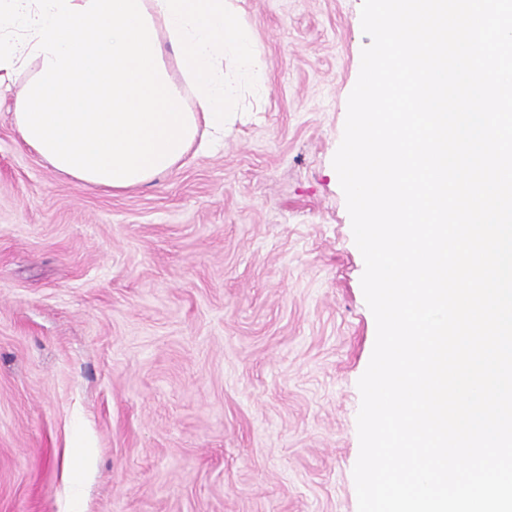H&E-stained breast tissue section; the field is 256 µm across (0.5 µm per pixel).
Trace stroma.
I'll list each match as a JSON object with an SVG mask.
<instances>
[{
	"label": "stroma",
	"instance_id": "obj_1",
	"mask_svg": "<svg viewBox=\"0 0 512 512\" xmlns=\"http://www.w3.org/2000/svg\"><path fill=\"white\" fill-rule=\"evenodd\" d=\"M362 3L240 0L265 91L118 195L22 147L0 85V512H357Z\"/></svg>",
	"mask_w": 512,
	"mask_h": 512
}]
</instances>
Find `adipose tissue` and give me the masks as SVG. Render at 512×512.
Listing matches in <instances>:
<instances>
[{
  "instance_id": "adipose-tissue-1",
  "label": "adipose tissue",
  "mask_w": 512,
  "mask_h": 512,
  "mask_svg": "<svg viewBox=\"0 0 512 512\" xmlns=\"http://www.w3.org/2000/svg\"><path fill=\"white\" fill-rule=\"evenodd\" d=\"M266 70L234 0H0V82L26 77L23 144L112 193L222 143Z\"/></svg>"
}]
</instances>
